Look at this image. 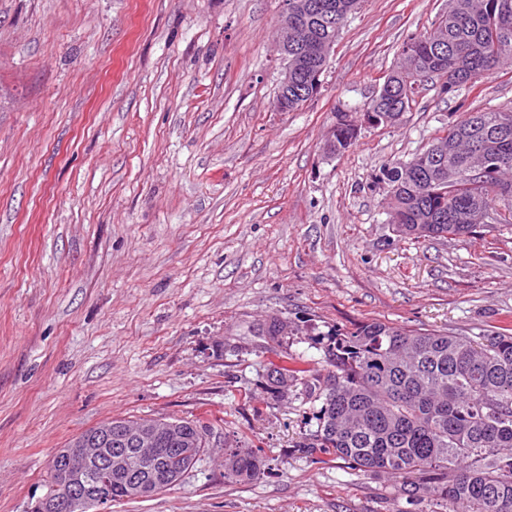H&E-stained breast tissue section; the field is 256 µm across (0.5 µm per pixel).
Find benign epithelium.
Wrapping results in <instances>:
<instances>
[{"instance_id":"obj_1","label":"benign epithelium","mask_w":512,"mask_h":512,"mask_svg":"<svg viewBox=\"0 0 512 512\" xmlns=\"http://www.w3.org/2000/svg\"><path fill=\"white\" fill-rule=\"evenodd\" d=\"M306 18L296 10L291 0H283L279 28L280 45H288V26L302 27ZM168 431L162 423L142 426L134 434L121 430L112 432L108 420L88 433L82 448H67L56 453L51 463L52 492L39 498L32 512H111L112 479L125 475L127 453L123 447L137 444L149 449L141 461V468L149 470L157 458L155 447L161 433Z\"/></svg>"}]
</instances>
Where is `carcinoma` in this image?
<instances>
[{
	"label": "carcinoma",
	"mask_w": 512,
	"mask_h": 512,
	"mask_svg": "<svg viewBox=\"0 0 512 512\" xmlns=\"http://www.w3.org/2000/svg\"><path fill=\"white\" fill-rule=\"evenodd\" d=\"M330 18L311 21L310 40L328 48L363 0H333ZM503 0H451L429 31L407 38L386 76L384 94L359 111L336 109L327 151L349 149L361 136L363 113L383 127L412 109L420 86L448 74L445 93L512 62V25L494 30V5ZM289 110L311 100L305 76L288 87ZM378 183L393 231L412 239L467 237L484 216L512 224L496 205L512 199V108L467 112L444 135L406 161L383 166ZM309 369L283 360L278 388ZM318 429L307 451L319 448L374 478L401 480L413 502L431 512H512V332L476 340L442 330H410L373 319L336 334L319 388ZM170 431L152 474L156 493L177 484L207 448L203 420L166 419ZM261 456L224 448V477L249 480ZM112 481V501L140 498Z\"/></svg>",
	"instance_id": "1"
}]
</instances>
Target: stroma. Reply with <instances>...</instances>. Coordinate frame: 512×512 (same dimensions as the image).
Instances as JSON below:
<instances>
[{
  "instance_id": "stroma-1",
  "label": "stroma",
  "mask_w": 512,
  "mask_h": 512,
  "mask_svg": "<svg viewBox=\"0 0 512 512\" xmlns=\"http://www.w3.org/2000/svg\"><path fill=\"white\" fill-rule=\"evenodd\" d=\"M447 10L363 0L318 95L279 112L280 0H0V512H31L56 450L113 417L210 428L180 484L112 512H408L395 482L301 446L337 332L512 327V224L405 239L376 181L462 111L512 108V66L433 80L399 126L325 149L337 106ZM283 357L311 373L280 397ZM228 441L260 475L225 481Z\"/></svg>"
}]
</instances>
